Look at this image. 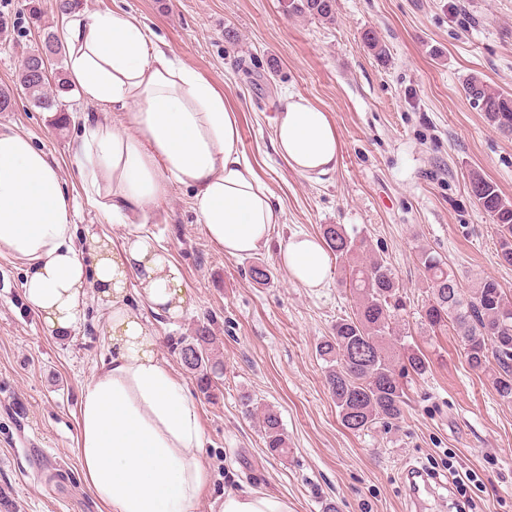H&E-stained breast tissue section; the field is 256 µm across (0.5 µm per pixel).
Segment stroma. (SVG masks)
Masks as SVG:
<instances>
[{
  "instance_id": "obj_1",
  "label": "stroma",
  "mask_w": 512,
  "mask_h": 512,
  "mask_svg": "<svg viewBox=\"0 0 512 512\" xmlns=\"http://www.w3.org/2000/svg\"><path fill=\"white\" fill-rule=\"evenodd\" d=\"M41 26L27 0H0V88L14 89L0 125L27 135L57 163L74 197L79 237L125 232L84 190L74 146L89 105L77 90L62 101L71 117L50 125L45 110L16 91L22 59L44 30L61 33L54 0ZM79 10L125 9L166 49L195 69L238 114L243 148L284 212L255 256L233 258L207 238L190 189L173 187L146 205V228L180 266L189 303L176 317L129 299L157 339V353L188 390L193 374L173 350L210 327L224 362L215 398H200L201 454L208 481L198 512H215L225 490L287 497L295 512H512V403L494 389V368L472 370L456 336L422 329L421 249L439 255L462 287L491 276L512 293V268L498 265L494 224L469 199L471 171L512 200V137L496 132L466 99L473 75L512 94V0H336L329 24L291 13L290 0H77ZM373 31L386 48L363 42ZM301 96L327 112L341 136L334 171L302 176L277 157L272 139L280 99ZM342 224L367 237L401 286L399 327L429 360L405 383V416L391 428L355 434L341 424L316 352L354 303L334 261L326 287H301L278 261L295 233ZM270 271L259 287L248 269ZM27 268L0 257V512H98L75 455L76 407L108 346L107 311L89 293L85 315L65 336L50 334L23 295ZM273 406L291 448L269 455L241 400ZM441 480L415 503L404 471Z\"/></svg>"
}]
</instances>
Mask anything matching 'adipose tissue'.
<instances>
[{
	"mask_svg": "<svg viewBox=\"0 0 512 512\" xmlns=\"http://www.w3.org/2000/svg\"><path fill=\"white\" fill-rule=\"evenodd\" d=\"M65 21L68 76L93 108L75 157L88 197L126 234L118 244L94 239L98 258L87 265L55 164L29 137L0 126V256L28 266L24 294L49 333L75 328L89 291L109 309L110 352L77 409L76 456L100 512H196L206 486L198 403L159 358L128 298L134 280L155 309L177 315L186 303L182 271L147 231L144 207L173 186L192 189L207 236L236 258L266 246L283 213L244 153L237 112L144 22L122 9H73ZM273 147L295 173L323 175L336 168L340 136L326 112L290 96ZM279 256L301 286L326 282L323 240L290 237ZM217 512L294 507L265 491L228 490Z\"/></svg>",
	"mask_w": 512,
	"mask_h": 512,
	"instance_id": "obj_1",
	"label": "adipose tissue"
}]
</instances>
